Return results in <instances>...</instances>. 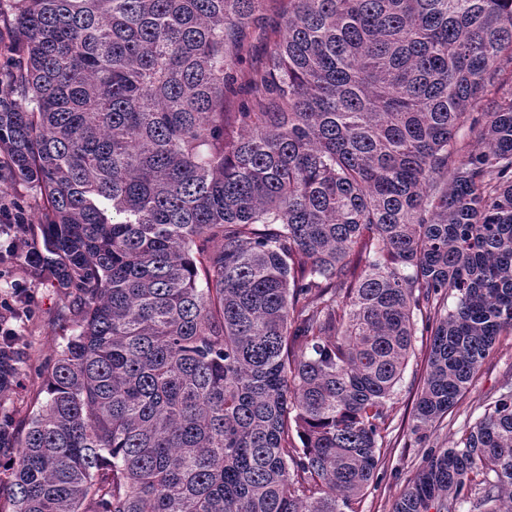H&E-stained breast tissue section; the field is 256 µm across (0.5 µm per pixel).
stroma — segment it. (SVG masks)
<instances>
[{"instance_id": "obj_1", "label": "stroma", "mask_w": 512, "mask_h": 512, "mask_svg": "<svg viewBox=\"0 0 512 512\" xmlns=\"http://www.w3.org/2000/svg\"><path fill=\"white\" fill-rule=\"evenodd\" d=\"M30 288L35 296L33 313L11 323L20 336L30 365L23 376L22 388L14 390L6 403L7 409L18 418L24 417L34 400L44 395V379L37 367L61 344L68 313L67 300L60 289L41 281L31 282ZM426 350V337H417L415 352L392 400L393 422L380 450L378 479L355 504V512H392L395 501L421 469L426 452L448 447L457 440L463 430L483 414L486 405L499 396L501 386L512 378V334H505L500 336L472 385L464 391L455 407L429 428L425 443L419 444L408 429L422 384Z\"/></svg>"}]
</instances>
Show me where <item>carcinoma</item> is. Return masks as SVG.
<instances>
[{"instance_id":"cac0c4a2","label":"carcinoma","mask_w":512,"mask_h":512,"mask_svg":"<svg viewBox=\"0 0 512 512\" xmlns=\"http://www.w3.org/2000/svg\"><path fill=\"white\" fill-rule=\"evenodd\" d=\"M1 20L0 156L40 194L11 259L72 322L45 399L0 412L10 512H354L415 336L421 442L512 334V0ZM21 354L0 337V401ZM393 512H512V385Z\"/></svg>"}]
</instances>
